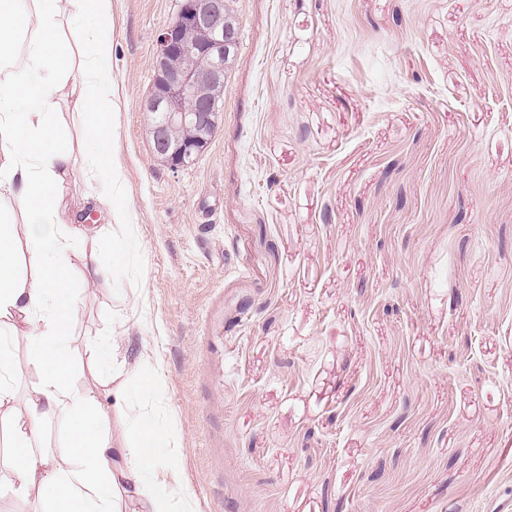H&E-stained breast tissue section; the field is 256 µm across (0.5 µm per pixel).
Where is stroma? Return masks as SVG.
<instances>
[{
	"label": "stroma",
	"instance_id": "obj_1",
	"mask_svg": "<svg viewBox=\"0 0 512 512\" xmlns=\"http://www.w3.org/2000/svg\"><path fill=\"white\" fill-rule=\"evenodd\" d=\"M237 8L223 120L173 170L139 105L177 2L116 0L130 222L77 146L75 384L111 441L167 430L191 512H512V0ZM15 350L0 455L40 383Z\"/></svg>",
	"mask_w": 512,
	"mask_h": 512
}]
</instances>
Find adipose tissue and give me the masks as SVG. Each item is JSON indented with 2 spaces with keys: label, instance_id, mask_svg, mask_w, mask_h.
<instances>
[{
  "label": "adipose tissue",
  "instance_id": "adipose-tissue-1",
  "mask_svg": "<svg viewBox=\"0 0 512 512\" xmlns=\"http://www.w3.org/2000/svg\"><path fill=\"white\" fill-rule=\"evenodd\" d=\"M113 0H0V409L15 400L13 340L30 338L42 374L12 433L5 461L8 490L48 493L49 512H115L120 500L149 512H176L171 485L156 474L167 432L144 419L112 444L108 413L77 387L67 351L78 311L72 287L73 243L85 225L68 209L63 186L74 165L70 129L58 112L70 100L93 167L120 180L112 108L121 89L112 75ZM33 275L20 278L18 263ZM46 420L63 427L59 453L34 450Z\"/></svg>",
  "mask_w": 512,
  "mask_h": 512
}]
</instances>
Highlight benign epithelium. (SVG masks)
Wrapping results in <instances>:
<instances>
[{
  "label": "benign epithelium",
  "instance_id": "obj_1",
  "mask_svg": "<svg viewBox=\"0 0 512 512\" xmlns=\"http://www.w3.org/2000/svg\"><path fill=\"white\" fill-rule=\"evenodd\" d=\"M238 46L235 0H178L158 35L154 81L141 105L153 151L171 169L194 164L211 143Z\"/></svg>",
  "mask_w": 512,
  "mask_h": 512
}]
</instances>
